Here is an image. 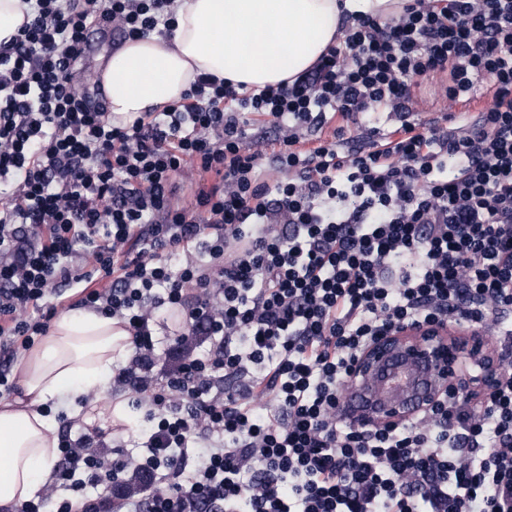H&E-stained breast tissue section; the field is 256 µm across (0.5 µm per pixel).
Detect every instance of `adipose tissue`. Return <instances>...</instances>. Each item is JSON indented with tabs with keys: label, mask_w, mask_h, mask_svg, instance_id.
<instances>
[{
	"label": "adipose tissue",
	"mask_w": 512,
	"mask_h": 512,
	"mask_svg": "<svg viewBox=\"0 0 512 512\" xmlns=\"http://www.w3.org/2000/svg\"><path fill=\"white\" fill-rule=\"evenodd\" d=\"M398 0H176L170 36L126 41L106 59L100 80L115 121L175 104L197 74L260 89L311 68L339 35L342 12L387 16ZM130 336L111 316L61 315L49 335L17 364L21 397L0 401V512H16L52 477L57 412L104 432L128 425L124 401L89 413L83 401L106 391Z\"/></svg>",
	"instance_id": "adipose-tissue-1"
}]
</instances>
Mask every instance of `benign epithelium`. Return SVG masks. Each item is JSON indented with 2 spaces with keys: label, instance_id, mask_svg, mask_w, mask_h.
<instances>
[{
  "label": "benign epithelium",
  "instance_id": "obj_1",
  "mask_svg": "<svg viewBox=\"0 0 512 512\" xmlns=\"http://www.w3.org/2000/svg\"><path fill=\"white\" fill-rule=\"evenodd\" d=\"M484 348L479 331L462 323L397 326L357 357L340 398L342 419L382 430L414 419L446 394L482 402L503 376Z\"/></svg>",
  "mask_w": 512,
  "mask_h": 512
}]
</instances>
